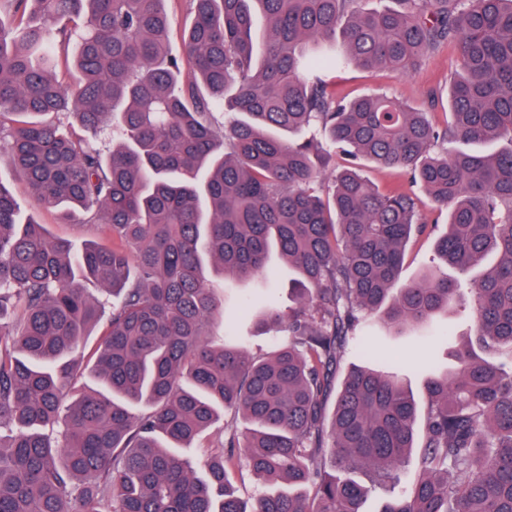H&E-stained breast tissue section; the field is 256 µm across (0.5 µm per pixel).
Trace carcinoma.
Segmentation results:
<instances>
[{
    "mask_svg": "<svg viewBox=\"0 0 512 512\" xmlns=\"http://www.w3.org/2000/svg\"><path fill=\"white\" fill-rule=\"evenodd\" d=\"M165 2L0 0L4 160L28 195L112 235L79 252L51 240L0 180V512H363L415 447L414 483L380 512H512V147L448 149L512 143V0H189L180 57ZM447 43L459 69L443 127L387 93L336 96L350 64L403 77ZM70 55L72 91L58 75ZM62 112L92 136L45 120ZM336 155L349 165L329 174ZM363 162L447 210L435 253L457 276L400 282L418 199L379 190ZM272 251L297 302L256 319L285 342L268 356L212 344L225 298L211 277H264ZM86 282L111 313L98 388L77 390L67 357L103 305ZM463 300L464 342L413 337L448 355L427 363L423 409L389 351L337 382L373 347L365 314L421 330ZM221 418L201 478L174 449ZM235 455L287 489L239 498Z\"/></svg>",
    "mask_w": 512,
    "mask_h": 512,
    "instance_id": "carcinoma-1",
    "label": "carcinoma"
}]
</instances>
